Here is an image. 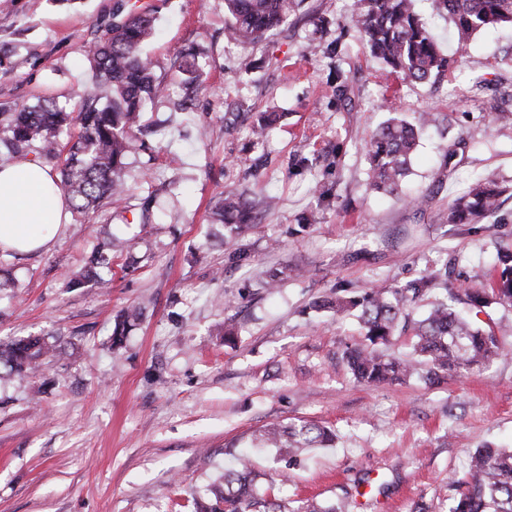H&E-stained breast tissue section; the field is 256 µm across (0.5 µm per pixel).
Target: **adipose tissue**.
I'll return each instance as SVG.
<instances>
[{"mask_svg":"<svg viewBox=\"0 0 512 512\" xmlns=\"http://www.w3.org/2000/svg\"><path fill=\"white\" fill-rule=\"evenodd\" d=\"M67 217L63 194L41 164L0 165V249L20 254L46 249Z\"/></svg>","mask_w":512,"mask_h":512,"instance_id":"1","label":"adipose tissue"}]
</instances>
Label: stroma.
Returning <instances> with one entry per match:
<instances>
[{
  "label": "stroma",
  "instance_id": "stroma-1",
  "mask_svg": "<svg viewBox=\"0 0 512 512\" xmlns=\"http://www.w3.org/2000/svg\"><path fill=\"white\" fill-rule=\"evenodd\" d=\"M120 3L134 6L14 0L0 15V102L78 104L93 87L85 51ZM353 9L300 0L287 28L251 47L226 42L224 0H151L157 34L145 53L168 93L144 117L147 148L126 179L152 223L123 230L137 245L113 252L106 288L65 286L118 229L106 211L69 215L49 249L0 255V340L45 336L61 349L33 377L0 365V512H192L191 495L209 498L255 433L299 420L335 430V447L313 449L284 482L274 449L254 452L261 494L292 512L309 499L343 512H448L449 473L484 445L512 448V306L477 317L506 348L488 367L375 387L343 358L364 341L356 318L312 306L443 267L453 285L486 284L499 248L512 246V197L477 224L445 216L477 178L512 183V135L491 119L492 106L512 110V30L477 33L437 78L408 83L370 55ZM192 45L203 88L182 112L177 59ZM392 106L438 115L399 197L366 181L368 141ZM262 112L279 119L255 146ZM230 187L277 201L231 243L211 219ZM287 264L300 274L267 288ZM134 309L140 320L113 347L117 316Z\"/></svg>",
  "mask_w": 512,
  "mask_h": 512
}]
</instances>
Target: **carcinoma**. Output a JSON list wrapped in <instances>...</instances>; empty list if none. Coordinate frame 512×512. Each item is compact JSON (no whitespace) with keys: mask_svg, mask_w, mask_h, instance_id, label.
Returning <instances> with one entry per match:
<instances>
[{"mask_svg":"<svg viewBox=\"0 0 512 512\" xmlns=\"http://www.w3.org/2000/svg\"><path fill=\"white\" fill-rule=\"evenodd\" d=\"M418 0H356L351 19L362 32L371 55L402 80L426 83L448 64V56L434 38L417 9ZM433 12L448 19L458 55H464L472 37L487 28L512 27V0H428ZM229 19L224 36L230 42L262 44L288 22L295 0H225ZM114 20L90 43L87 60L94 90L85 95L76 110H67L42 99L34 104H0V123L7 136L0 137V150L9 156L34 154L39 162L63 160L58 185L74 213L88 218L104 209L122 217L132 211L126 182L127 158L136 154L142 118L165 93L164 79L157 76L142 47L154 31V18L137 11L113 12ZM184 83L193 88L199 81L198 55L185 54L181 67ZM435 121L430 112L407 118L393 115L373 134L369 143L367 181L370 187L394 193L409 173L411 156L421 132ZM73 127L79 134L61 158V135ZM509 191L498 180H477L448 207V223L476 224L500 209ZM263 202H251L233 189L214 212L217 221L231 230L260 222ZM132 248L130 239L114 235L94 252L87 270L68 277L78 286L87 278L102 283L95 269L112 260V248ZM498 269L493 288H457L453 302L438 299L428 314L412 321L408 308L448 282V268L411 280L394 288H376L360 294L325 298L315 306L336 314L354 313L364 330L365 343L348 349L345 358L356 380L373 386L418 376L433 384L450 373L465 375L503 353L493 329L475 324L472 311L490 304H512V249L497 254ZM136 314L125 313L115 321L113 339L125 336ZM412 335V350L405 357L388 354L396 331ZM55 344L42 336L0 343V364L26 375L53 356ZM336 433L302 422L273 424L254 439L260 448H274L278 459L292 466L308 448H327ZM250 460L237 458L224 469L223 483L213 498L196 502L197 512H287L285 506L260 495ZM448 485L456 490L449 512H512V449L486 445L471 456L467 474L453 473Z\"/></svg>","mask_w":512,"mask_h":512,"instance_id":"1","label":"carcinoma"}]
</instances>
